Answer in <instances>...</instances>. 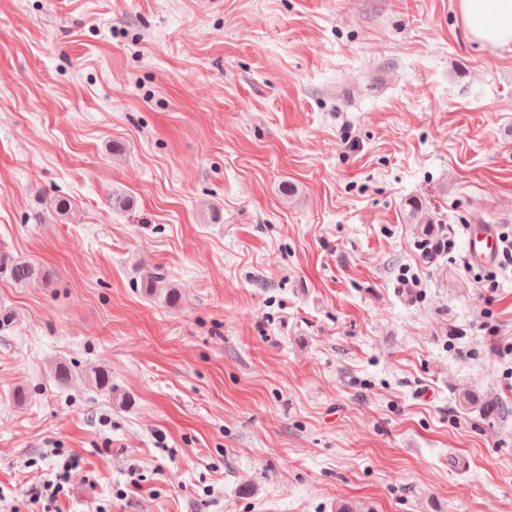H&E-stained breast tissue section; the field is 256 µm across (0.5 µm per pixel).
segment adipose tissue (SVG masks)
<instances>
[{"label": "adipose tissue", "instance_id": "ef3b65f1", "mask_svg": "<svg viewBox=\"0 0 512 512\" xmlns=\"http://www.w3.org/2000/svg\"><path fill=\"white\" fill-rule=\"evenodd\" d=\"M471 39L487 49L512 44V0H456Z\"/></svg>", "mask_w": 512, "mask_h": 512}]
</instances>
